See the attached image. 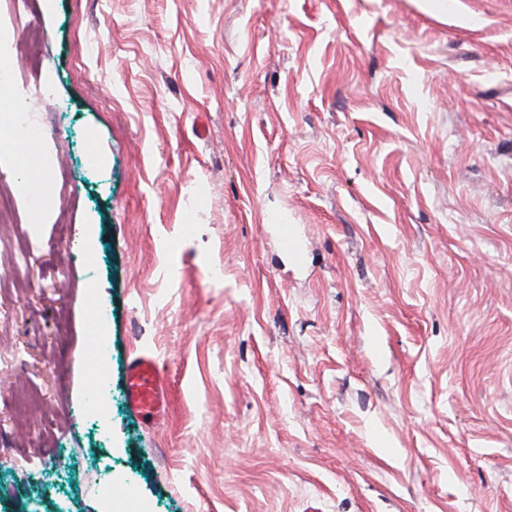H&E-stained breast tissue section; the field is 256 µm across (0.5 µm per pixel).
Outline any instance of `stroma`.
<instances>
[{
	"label": "stroma",
	"instance_id": "obj_1",
	"mask_svg": "<svg viewBox=\"0 0 512 512\" xmlns=\"http://www.w3.org/2000/svg\"><path fill=\"white\" fill-rule=\"evenodd\" d=\"M0 55L55 156L0 223V512H512V0H0ZM125 388L130 404L148 426H156L167 419V389L159 364L151 355H139L128 364Z\"/></svg>",
	"mask_w": 512,
	"mask_h": 512
}]
</instances>
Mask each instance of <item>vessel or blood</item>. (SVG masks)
<instances>
[{"mask_svg": "<svg viewBox=\"0 0 512 512\" xmlns=\"http://www.w3.org/2000/svg\"><path fill=\"white\" fill-rule=\"evenodd\" d=\"M125 388L132 407L148 426H156L168 416L167 389L157 361L150 355L135 357L128 365Z\"/></svg>", "mask_w": 512, "mask_h": 512, "instance_id": "obj_1", "label": "vessel or blood"}]
</instances>
